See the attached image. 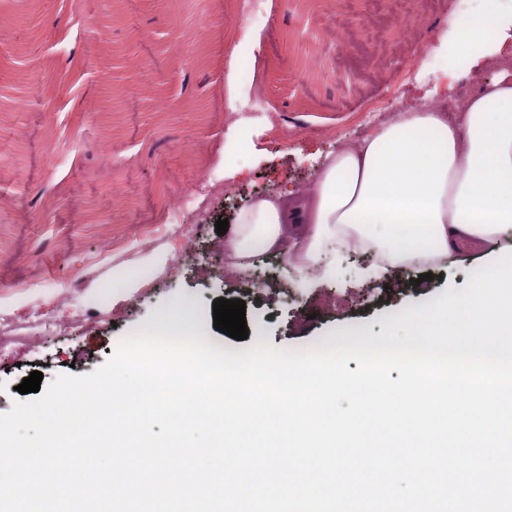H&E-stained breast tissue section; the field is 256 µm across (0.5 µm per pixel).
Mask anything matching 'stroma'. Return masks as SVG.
I'll list each match as a JSON object with an SVG mask.
<instances>
[{
    "label": "stroma",
    "mask_w": 512,
    "mask_h": 512,
    "mask_svg": "<svg viewBox=\"0 0 512 512\" xmlns=\"http://www.w3.org/2000/svg\"><path fill=\"white\" fill-rule=\"evenodd\" d=\"M448 16L440 0H263L249 20L242 0H0V336L12 340L0 414L30 372L92 373L175 299L193 303L213 347L253 345L214 328V299L233 297L249 330L301 350L343 324L379 335L402 310L463 289L485 247L377 277L347 255L321 280L266 252L226 273L215 231L263 198L310 200L327 156L371 135L369 104L385 122L434 104L449 116L457 94L476 93L492 70L434 91ZM248 31L256 44L236 55ZM254 91L271 117L251 123L246 172L228 180V103ZM187 197L201 209L168 223ZM164 247V267H144L145 286L113 302V279ZM75 276L84 291L69 290Z\"/></svg>",
    "instance_id": "35a3bbf8"
}]
</instances>
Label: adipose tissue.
Listing matches in <instances>:
<instances>
[{
	"instance_id": "adipose-tissue-1",
	"label": "adipose tissue",
	"mask_w": 512,
	"mask_h": 512,
	"mask_svg": "<svg viewBox=\"0 0 512 512\" xmlns=\"http://www.w3.org/2000/svg\"><path fill=\"white\" fill-rule=\"evenodd\" d=\"M483 0L478 14L452 18L436 37L444 75L501 57L512 14ZM300 225L289 241V225ZM512 232V80L495 77L455 120L436 111L401 112L323 167L310 208L261 199L238 216L224 250L245 263L256 248L285 254L296 271L330 279L349 251H370L378 268L431 264L472 239L497 256Z\"/></svg>"
}]
</instances>
